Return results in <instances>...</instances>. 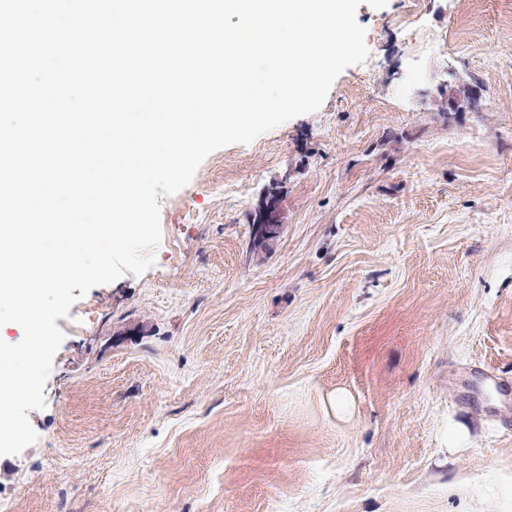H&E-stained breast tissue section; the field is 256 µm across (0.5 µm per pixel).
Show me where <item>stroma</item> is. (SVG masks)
I'll list each match as a JSON object with an SVG mask.
<instances>
[{
	"label": "stroma",
	"instance_id": "35a3bbf8",
	"mask_svg": "<svg viewBox=\"0 0 512 512\" xmlns=\"http://www.w3.org/2000/svg\"><path fill=\"white\" fill-rule=\"evenodd\" d=\"M356 18L320 109L210 154L154 265L57 319L0 512H512V0ZM260 210H262L264 215V224H256L258 218L257 214L251 218V224H254L252 235L253 243H260L261 241H265V238L271 234H280L283 228V224L276 223L278 210H274L273 206L269 204V197L260 208Z\"/></svg>",
	"mask_w": 512,
	"mask_h": 512
}]
</instances>
